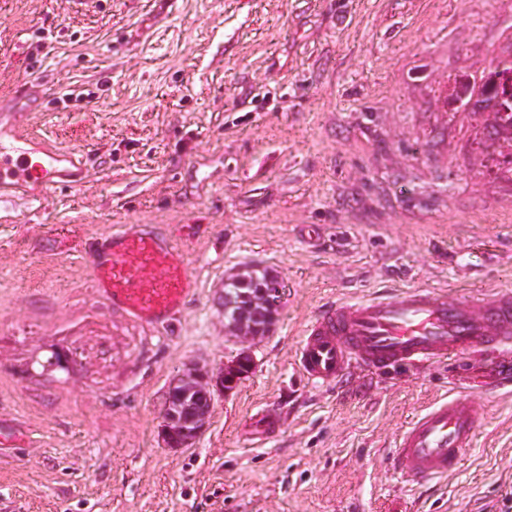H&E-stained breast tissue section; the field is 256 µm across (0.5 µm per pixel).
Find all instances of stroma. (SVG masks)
Returning a JSON list of instances; mask_svg holds the SVG:
<instances>
[{
  "mask_svg": "<svg viewBox=\"0 0 512 512\" xmlns=\"http://www.w3.org/2000/svg\"><path fill=\"white\" fill-rule=\"evenodd\" d=\"M45 27L44 37L35 30ZM512 52V0H0V94L39 79L36 135L95 164L78 189L0 201V501L17 512H497L512 490V393L474 355L348 393L294 355L331 299L512 287V164L452 85ZM89 89V101L74 100ZM158 224L198 288L153 330L98 296L88 245ZM322 227L320 241L302 238ZM276 278L255 367L185 447L161 433L172 380L216 374L227 276ZM65 356L64 365L53 355ZM448 395L482 413L448 479L389 467ZM264 409L279 434L253 444Z\"/></svg>",
  "mask_w": 512,
  "mask_h": 512,
  "instance_id": "obj_1",
  "label": "stroma"
}]
</instances>
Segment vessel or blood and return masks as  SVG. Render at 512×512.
<instances>
[{
    "instance_id": "obj_1",
    "label": "vessel or blood",
    "mask_w": 512,
    "mask_h": 512,
    "mask_svg": "<svg viewBox=\"0 0 512 512\" xmlns=\"http://www.w3.org/2000/svg\"><path fill=\"white\" fill-rule=\"evenodd\" d=\"M43 86L17 84L0 100V200L41 202L49 190L82 186L87 157L30 132ZM173 241L157 225H123L90 254L94 286L113 310L152 328H166L184 312L196 283L174 257ZM473 353L506 355L499 388L512 387V292L478 290L451 298L410 287L364 301H328L306 325L295 353L299 376L334 385L364 369L381 374L418 368ZM480 425L465 399L442 397L400 434L391 466L416 485L448 477L460 466Z\"/></svg>"
}]
</instances>
